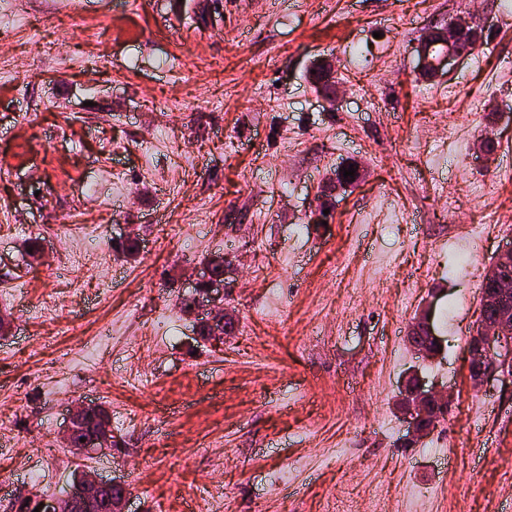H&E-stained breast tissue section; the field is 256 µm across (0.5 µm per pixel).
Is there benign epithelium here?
Returning a JSON list of instances; mask_svg holds the SVG:
<instances>
[{
	"mask_svg": "<svg viewBox=\"0 0 512 512\" xmlns=\"http://www.w3.org/2000/svg\"><path fill=\"white\" fill-rule=\"evenodd\" d=\"M475 24L472 18L457 17L448 25L437 28L419 44L417 54L420 70L438 74L448 63L458 57L470 54L473 46L465 41L464 34ZM485 281L494 284V289L481 293V322L470 341L471 380L481 388L493 378L512 384V246L500 250L495 262L485 276ZM224 279L212 275L207 265L198 272L196 293L193 298V312L205 316L211 326L224 323ZM423 335L410 340L419 354L435 356L440 342L430 330L427 321H422ZM94 405L79 403L68 409L67 423L62 435V444L70 446L75 425L86 418L96 428L93 441L75 454L84 455L107 448L111 445V429L108 420L93 416ZM448 399L432 391H421L417 399L412 422L413 432H423V426L445 415ZM114 489L121 490L116 499L104 500V494ZM128 497L123 484L99 479L95 473L85 471L77 476L69 492L61 498L40 500L39 512H102L108 505L109 512H126Z\"/></svg>",
	"mask_w": 512,
	"mask_h": 512,
	"instance_id": "obj_1",
	"label": "benign epithelium"
}]
</instances>
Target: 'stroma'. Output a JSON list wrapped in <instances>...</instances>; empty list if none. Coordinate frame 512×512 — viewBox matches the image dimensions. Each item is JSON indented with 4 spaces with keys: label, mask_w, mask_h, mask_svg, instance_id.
<instances>
[{
    "label": "stroma",
    "mask_w": 512,
    "mask_h": 512,
    "mask_svg": "<svg viewBox=\"0 0 512 512\" xmlns=\"http://www.w3.org/2000/svg\"><path fill=\"white\" fill-rule=\"evenodd\" d=\"M458 14L482 43L422 74L419 42ZM509 244L503 0H0V512L84 469L127 512H211L214 493L224 512H401L417 491L423 512H512V386L474 388L468 354ZM218 254L219 345L179 306ZM423 313L432 360L407 341ZM411 377L453 393L421 437ZM81 400L117 446L51 459Z\"/></svg>",
    "instance_id": "35a3bbf8"
}]
</instances>
